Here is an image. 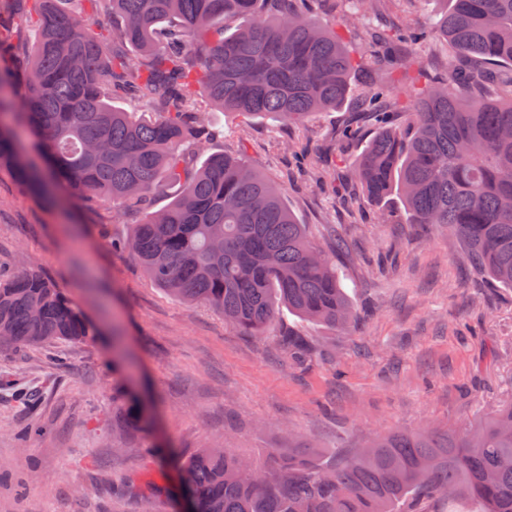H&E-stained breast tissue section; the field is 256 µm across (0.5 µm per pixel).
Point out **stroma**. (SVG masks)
<instances>
[{
	"label": "stroma",
	"instance_id": "stroma-1",
	"mask_svg": "<svg viewBox=\"0 0 512 512\" xmlns=\"http://www.w3.org/2000/svg\"><path fill=\"white\" fill-rule=\"evenodd\" d=\"M436 0H388L336 31L358 52L383 17L428 25ZM204 154L243 151L289 209L330 248L358 319L339 331L285 312L244 336L202 303L178 301L113 251L137 218L97 203L46 208L0 174V266L47 274L97 334L0 349V512H174L182 463L203 448L272 467L289 433L322 461L395 429L460 427L512 403V290L493 287L462 244L423 224H382L343 181L375 135L352 105L299 130L271 117L210 113ZM352 125L356 138L339 144ZM296 332L310 357L292 365ZM138 401L143 429L122 414Z\"/></svg>",
	"mask_w": 512,
	"mask_h": 512
}]
</instances>
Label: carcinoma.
Wrapping results in <instances>:
<instances>
[{"label":"carcinoma","mask_w":512,"mask_h":512,"mask_svg":"<svg viewBox=\"0 0 512 512\" xmlns=\"http://www.w3.org/2000/svg\"><path fill=\"white\" fill-rule=\"evenodd\" d=\"M0 41V172L29 195L96 201L138 223L120 249L171 297L204 303L249 336L282 307L345 328L356 317L336 266L284 194L242 158L186 150L210 141L207 114L276 115L302 126L351 95L362 62L336 31L280 0H35ZM112 26L95 29L96 17ZM244 18L230 35L222 22ZM454 64L409 106L371 81L356 95L377 129L354 175L367 199L398 196L407 224L446 228L497 288L512 289V0H450L434 21ZM426 40L418 27L366 33L373 63ZM199 84L205 96L189 94ZM148 106L139 118L116 106ZM173 194L164 208L160 193ZM95 335L82 310L38 270L0 269V341L24 348ZM288 356L307 347L288 335ZM191 512H423L434 499L512 512V403L457 430L373 438L336 463L299 440L275 468L224 448L183 463Z\"/></svg>","instance_id":"obj_1"}]
</instances>
